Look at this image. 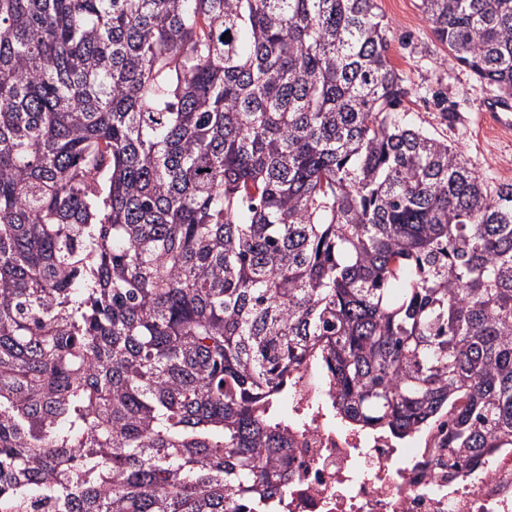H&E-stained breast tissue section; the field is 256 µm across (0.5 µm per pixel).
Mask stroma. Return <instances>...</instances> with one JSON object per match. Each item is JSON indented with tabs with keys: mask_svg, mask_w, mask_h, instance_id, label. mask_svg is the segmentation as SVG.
<instances>
[{
	"mask_svg": "<svg viewBox=\"0 0 512 512\" xmlns=\"http://www.w3.org/2000/svg\"><path fill=\"white\" fill-rule=\"evenodd\" d=\"M388 24L389 56L409 95L410 120L458 147L470 167L489 185L512 182V133L494 130L479 103L495 86L481 82L448 57L424 18L420 0H377Z\"/></svg>",
	"mask_w": 512,
	"mask_h": 512,
	"instance_id": "obj_1",
	"label": "stroma"
}]
</instances>
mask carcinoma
<instances>
[{"label": "carcinoma", "mask_w": 512, "mask_h": 512, "mask_svg": "<svg viewBox=\"0 0 512 512\" xmlns=\"http://www.w3.org/2000/svg\"><path fill=\"white\" fill-rule=\"evenodd\" d=\"M512 96V0H420ZM377 0H0V512H273L266 410L512 445V182L406 120Z\"/></svg>", "instance_id": "cac0c4a2"}]
</instances>
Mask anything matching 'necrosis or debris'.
<instances>
[{
  "label": "necrosis or debris",
  "mask_w": 512,
  "mask_h": 512,
  "mask_svg": "<svg viewBox=\"0 0 512 512\" xmlns=\"http://www.w3.org/2000/svg\"><path fill=\"white\" fill-rule=\"evenodd\" d=\"M283 390L292 446L277 512H512V447L488 449L456 474L436 431L397 440L337 425L317 364L294 371Z\"/></svg>",
  "instance_id": "1"
}]
</instances>
